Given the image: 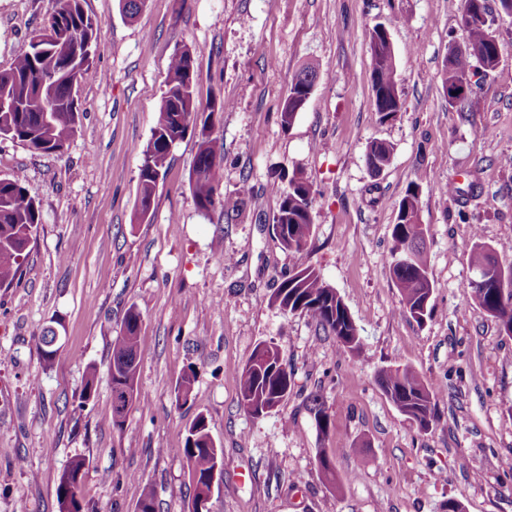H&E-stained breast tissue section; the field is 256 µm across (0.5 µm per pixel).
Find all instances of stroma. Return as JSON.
<instances>
[{"label":"stroma","instance_id":"obj_1","mask_svg":"<svg viewBox=\"0 0 512 512\" xmlns=\"http://www.w3.org/2000/svg\"><path fill=\"white\" fill-rule=\"evenodd\" d=\"M53 0H0V70L46 23ZM101 23L95 65L107 85L82 83L80 121L63 152L0 138V176L21 174L42 211L21 277L0 288V512H58L59 477L88 468L84 512H138L143 484L157 512H187L194 494L187 432L205 416L222 451L210 512H512V338L462 290L476 243L512 264V16L497 20L498 67L477 72L469 106L449 102L442 76L463 42L461 0H83ZM389 27L404 102L375 108L369 35ZM195 56L201 104L218 100L212 135L224 156L219 202L200 211L189 187L198 139L170 155L147 218L137 215L142 149L156 125L169 62ZM320 80L289 127L280 112L294 76ZM393 148L372 175V142ZM314 184L313 232L300 252L272 233L293 172ZM457 183L458 195L440 187ZM419 186L432 311L401 305L386 255L397 205ZM311 267L336 289L361 336L347 351L305 314L272 302L284 274ZM141 315L140 401L112 425V341L128 309ZM59 323L44 365L36 338ZM274 341L287 397L253 417L238 373ZM412 366L441 395L430 431L398 411L376 373ZM97 395L81 403L88 366ZM197 381L177 400L184 374ZM331 418L320 432L309 397ZM326 454L338 476L316 470Z\"/></svg>","mask_w":512,"mask_h":512}]
</instances>
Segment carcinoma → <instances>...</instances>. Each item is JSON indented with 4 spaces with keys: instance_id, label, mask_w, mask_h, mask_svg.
I'll use <instances>...</instances> for the list:
<instances>
[{
    "instance_id": "obj_1",
    "label": "carcinoma",
    "mask_w": 512,
    "mask_h": 512,
    "mask_svg": "<svg viewBox=\"0 0 512 512\" xmlns=\"http://www.w3.org/2000/svg\"><path fill=\"white\" fill-rule=\"evenodd\" d=\"M461 13L467 15L464 32L480 49L478 58L493 63L500 57L499 43L491 42L490 23L485 19L486 0H462ZM49 25L62 43L28 42L13 65L0 70V136L23 142L38 153H60L79 122L77 90L81 82L99 78L94 65L98 48L100 22L84 12L82 0H56L49 13ZM373 89L389 96L386 112H379L387 122L403 108L393 59L391 42L370 33ZM472 67V58H448L443 86L448 89L461 80ZM194 55L186 48L176 52L169 64L168 81L159 116L151 138L142 151L139 180L138 215L149 213L158 180L166 172L172 146L188 131L199 139L189 185L199 209L208 211L217 200V191L224 176V158L211 138L215 114L224 111V103L212 102L207 109L199 107L193 82ZM392 146L374 142L368 159L377 167L388 165ZM279 196V207L272 228L280 245L288 251H302L312 233V182L300 172L288 180V187L272 186ZM42 223L39 203L31 195L22 176L0 177V287L13 283L22 271L38 224ZM425 227L419 218V186L410 185L399 201L396 223L391 231L392 246L386 262L390 277L398 288L401 304L416 321L429 317L430 280L424 250ZM474 271L495 269L485 288L466 282L465 294L470 296L489 316L501 333L512 337V266L503 267L496 249L476 244L469 256ZM274 303L291 314L310 315L328 330L350 352L360 350L361 341L353 318L338 297L336 290L310 268L290 272L282 277L273 295ZM140 313L128 310L121 334L112 341L111 401L112 426L124 425L132 404L141 397L137 375L142 353L139 342ZM57 331L48 326L38 337L36 348L41 359L51 364L57 353ZM377 381L398 410L418 428L429 431L435 421L437 389L412 367L404 365L378 371ZM96 368L88 367L80 399L83 403L97 394ZM291 389L288 371L282 368L278 346L272 341L259 343L239 372V392L244 408L254 417H261L278 406ZM312 411L320 431L329 430L331 421L322 397L311 396ZM184 455L194 491L215 465L220 450L200 415L188 431ZM321 478L333 483L336 473L332 461L324 453L317 457ZM86 459L78 457L63 471L58 486L60 512H83L78 490L86 474Z\"/></svg>"
}]
</instances>
